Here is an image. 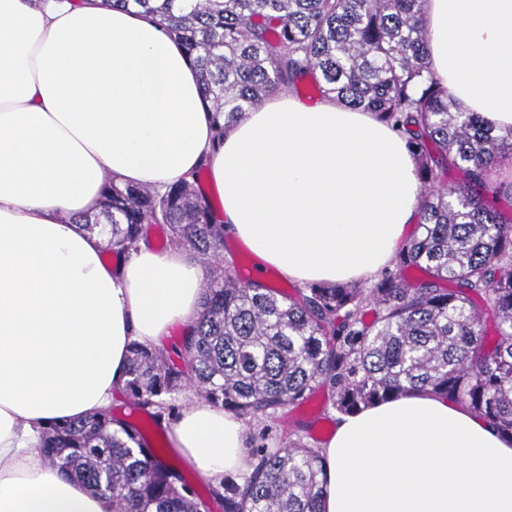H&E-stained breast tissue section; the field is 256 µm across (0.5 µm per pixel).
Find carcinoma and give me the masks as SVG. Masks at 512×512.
<instances>
[{
  "label": "carcinoma",
  "mask_w": 512,
  "mask_h": 512,
  "mask_svg": "<svg viewBox=\"0 0 512 512\" xmlns=\"http://www.w3.org/2000/svg\"><path fill=\"white\" fill-rule=\"evenodd\" d=\"M132 6L194 63L217 130L283 89L372 112L407 138L420 180L419 220L396 270L368 287L312 284L288 294L224 262V228L202 169L162 193L105 184L114 268L152 224L163 246L206 265L202 311L172 352L134 342L122 391L132 422L95 413L50 425L48 463L112 497L114 512H322L320 447L301 438L252 454L251 470L196 493L168 461L163 418L186 388L246 423L273 419L317 389L339 415L426 392L459 403L512 438V127L467 112L430 67L426 0H102ZM452 170L465 180L449 185ZM511 206L500 207L501 200ZM449 282L454 288H442Z\"/></svg>",
  "instance_id": "carcinoma-1"
}]
</instances>
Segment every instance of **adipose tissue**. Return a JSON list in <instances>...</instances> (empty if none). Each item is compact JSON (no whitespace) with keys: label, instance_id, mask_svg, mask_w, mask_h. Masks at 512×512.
<instances>
[{"label":"adipose tissue","instance_id":"ef3b65f1","mask_svg":"<svg viewBox=\"0 0 512 512\" xmlns=\"http://www.w3.org/2000/svg\"><path fill=\"white\" fill-rule=\"evenodd\" d=\"M432 68L452 97L512 126V0H427ZM207 165L227 237L299 285L371 280L418 220L405 137L332 99L276 94L216 134L174 37L101 0H0V512H112L47 465L60 419L102 412L131 342L201 309L187 252L139 242L104 259V177L162 192ZM202 477L249 470L245 426L201 398L168 429ZM323 512H512V441L466 407L414 393L341 418L321 450Z\"/></svg>","mask_w":512,"mask_h":512}]
</instances>
